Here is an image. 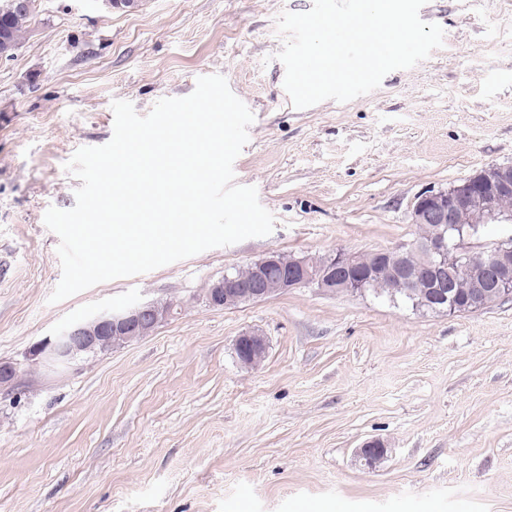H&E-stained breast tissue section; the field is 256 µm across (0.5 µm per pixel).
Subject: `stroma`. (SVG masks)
Masks as SVG:
<instances>
[{"mask_svg": "<svg viewBox=\"0 0 512 512\" xmlns=\"http://www.w3.org/2000/svg\"><path fill=\"white\" fill-rule=\"evenodd\" d=\"M313 0H37L0 61V512H512V299L462 315L306 286L231 309L208 282L277 250L328 257L410 243L417 196L512 164V0H428L442 47L346 103L299 109L275 19ZM224 76L254 115L234 182L266 237L113 279L63 301L49 207L75 204L65 163L110 141L111 102L147 115ZM177 314L66 368L29 349L144 301ZM262 334L264 360L234 343ZM380 440L375 466L358 455ZM235 352L244 367H254L266 353L267 343L264 336L256 332H245L235 340Z\"/></svg>", "mask_w": 512, "mask_h": 512, "instance_id": "35a3bbf8", "label": "stroma"}]
</instances>
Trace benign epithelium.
Listing matches in <instances>:
<instances>
[{"instance_id": "7a95c632", "label": "benign epithelium", "mask_w": 512, "mask_h": 512, "mask_svg": "<svg viewBox=\"0 0 512 512\" xmlns=\"http://www.w3.org/2000/svg\"><path fill=\"white\" fill-rule=\"evenodd\" d=\"M510 196L512 165L492 166L446 190H427L416 198L412 210L414 223L430 224L435 229L421 244L378 250L367 259L339 251L322 263L272 251L247 264V278L226 273L209 283L205 300L213 308L228 309L306 285L327 293H361L370 288L377 270L389 264L403 287L413 288L423 280L432 282L433 292L423 302L426 309L450 315L464 307L479 310L485 307L489 292L496 294L500 301L512 298V240L506 237L490 245L474 246L466 217L477 210L489 223L512 222V214L499 206L502 198ZM416 252L423 254V260L414 267L408 258ZM460 260L470 267L473 276L463 303L457 300V294L447 290L455 263ZM173 308L174 303L170 301H150L105 311L37 342L30 348L28 359L35 364L43 360L70 364L85 356L111 351L151 335L172 315ZM266 349L265 337L256 332H245L235 340L237 358L245 367L256 366ZM15 378V364L1 361L0 389H11ZM384 452L378 440L368 441L359 449L369 466L380 460Z\"/></svg>"}]
</instances>
